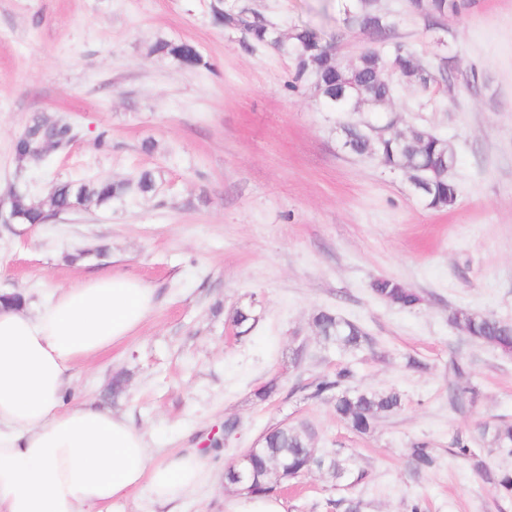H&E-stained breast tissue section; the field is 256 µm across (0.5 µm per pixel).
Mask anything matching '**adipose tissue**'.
Returning a JSON list of instances; mask_svg holds the SVG:
<instances>
[{"instance_id": "1", "label": "adipose tissue", "mask_w": 512, "mask_h": 512, "mask_svg": "<svg viewBox=\"0 0 512 512\" xmlns=\"http://www.w3.org/2000/svg\"><path fill=\"white\" fill-rule=\"evenodd\" d=\"M153 306L124 276L57 288L34 312L0 299V512H103L138 488L168 502L209 481L197 454L154 459L124 417L67 401L73 363L131 336Z\"/></svg>"}]
</instances>
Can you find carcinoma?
Masks as SVG:
<instances>
[{"mask_svg":"<svg viewBox=\"0 0 512 512\" xmlns=\"http://www.w3.org/2000/svg\"><path fill=\"white\" fill-rule=\"evenodd\" d=\"M411 4L416 12L435 22L458 14L460 9L457 0H411ZM345 14L350 23L378 34L381 48L345 63L328 55L315 29H297L285 40L259 13L237 9L231 3L224 5V15L215 17V22L239 28L255 45H275L293 56L297 61V78L307 74L314 77L320 102L328 112H346L354 103L371 108L380 106L392 96L393 75L425 89L433 85V69L418 60L412 49L399 43L390 49L384 48L392 24L376 11L373 0H347ZM152 52L170 55L188 67L202 62L200 53L188 43L159 41ZM74 137L72 127L55 126L50 120L35 116L15 138L13 151L21 159L34 156L40 160L50 148L66 146ZM343 144L356 154L376 151L386 166L405 175L428 205L445 208L455 202L457 189L448 181V163L455 160V154L446 139L418 128L403 137L388 133L375 139L368 128L347 125L343 127ZM154 187V175L143 171L134 179L118 182L102 179L54 184L45 202L29 194H11L5 205L19 215V222L43 224L53 216L78 210L90 201L108 206L133 193L147 194ZM371 289L401 309H413L421 302L417 292L392 279L376 280ZM451 320L476 341L504 354H512V323L468 309L455 311ZM313 323L327 345L358 350L369 343L368 334L359 325L330 311L318 312ZM353 377L352 367L346 365L336 372L335 378L325 377L317 381L311 397L331 401L340 420L352 430L366 434L378 419L395 412L401 406L402 398L395 390L377 392L341 388L343 382ZM312 435V428L304 422L277 425L262 436L259 447L247 454L241 467L248 476L245 484L241 486L237 482L241 468L232 462L224 468L225 484L248 495L271 496L280 494L289 482L313 471L324 473L337 483L351 484L363 479L364 472L356 469L352 456L337 449L319 450L310 446ZM478 443L512 454V421L502 419L492 426H485L478 437L471 440L458 437L454 447L449 449L450 453L469 459L484 483L512 495V469L489 466L474 448ZM411 459L418 472L431 468L436 462L432 450L424 446L412 448Z\"/></svg>","mask_w":512,"mask_h":512,"instance_id":"cac0c4a2","label":"carcinoma"}]
</instances>
